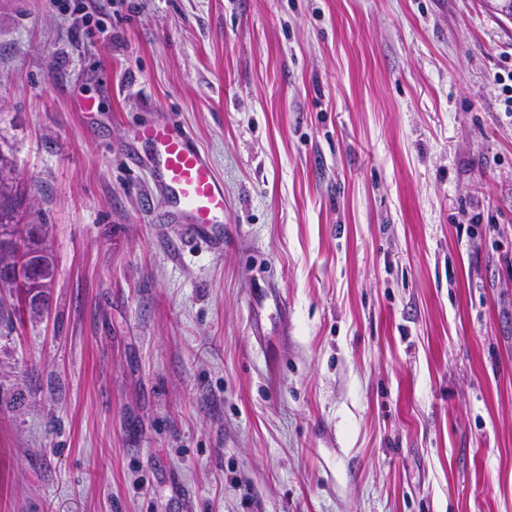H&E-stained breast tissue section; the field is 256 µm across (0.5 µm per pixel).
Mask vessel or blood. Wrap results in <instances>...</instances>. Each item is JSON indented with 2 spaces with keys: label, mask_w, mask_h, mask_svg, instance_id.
I'll return each mask as SVG.
<instances>
[{
  "label": "vessel or blood",
  "mask_w": 512,
  "mask_h": 512,
  "mask_svg": "<svg viewBox=\"0 0 512 512\" xmlns=\"http://www.w3.org/2000/svg\"><path fill=\"white\" fill-rule=\"evenodd\" d=\"M135 138L145 148L133 164L152 170L173 222L187 225L197 236L223 247L224 180L204 149L188 130L156 121L139 126Z\"/></svg>",
  "instance_id": "obj_1"
}]
</instances>
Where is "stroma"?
<instances>
[{"label":"stroma","instance_id":"stroma-1","mask_svg":"<svg viewBox=\"0 0 512 512\" xmlns=\"http://www.w3.org/2000/svg\"><path fill=\"white\" fill-rule=\"evenodd\" d=\"M511 74L485 0H0L56 266L5 298L0 512H512ZM161 119L222 249L128 162ZM135 139L145 147V163L152 170L167 207L166 215L176 224H187L197 236L215 247L224 245L219 224H224V180L204 149L188 130L166 121L139 126Z\"/></svg>","mask_w":512,"mask_h":512}]
</instances>
